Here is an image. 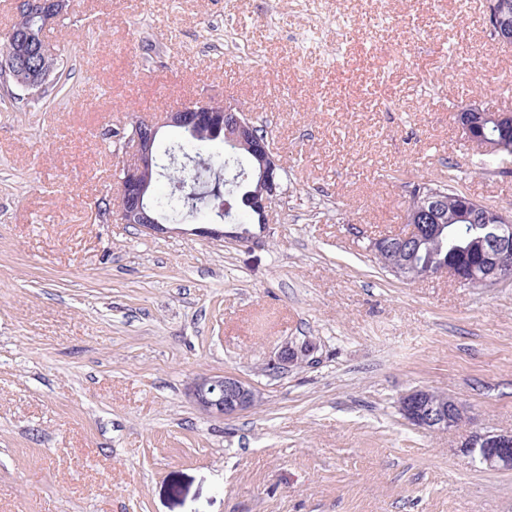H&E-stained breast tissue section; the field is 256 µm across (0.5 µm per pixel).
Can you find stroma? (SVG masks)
I'll return each instance as SVG.
<instances>
[{
	"label": "stroma",
	"instance_id": "stroma-1",
	"mask_svg": "<svg viewBox=\"0 0 512 512\" xmlns=\"http://www.w3.org/2000/svg\"><path fill=\"white\" fill-rule=\"evenodd\" d=\"M487 0H70L65 70L0 90V512H512V471L459 449L512 431V283L404 282L370 250L410 183L455 176L512 210V156L458 108L512 111ZM153 53H146V44ZM207 97L267 129L288 171L263 240L105 221L110 129ZM315 361L281 374L287 343ZM231 374L230 418L188 396ZM467 409L417 429L400 396ZM316 346L309 341L301 344H286L282 346L276 357L269 364V370L276 373H285L293 367L309 362V357L314 353ZM190 395L206 414L231 417L255 407L259 391L249 383L228 374H212L194 380Z\"/></svg>",
	"mask_w": 512,
	"mask_h": 512
}]
</instances>
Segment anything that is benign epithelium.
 Segmentation results:
<instances>
[{
  "mask_svg": "<svg viewBox=\"0 0 512 512\" xmlns=\"http://www.w3.org/2000/svg\"><path fill=\"white\" fill-rule=\"evenodd\" d=\"M29 10L37 20L41 31L67 8L66 0H28ZM3 69L13 73L17 82L31 87L47 78L34 66L18 60L3 63ZM456 123L470 141L480 139L486 151L498 155L506 150L512 139V113L467 105L456 113ZM164 127L193 133L198 128L207 129V137L221 139L237 147H248L259 162L256 183L259 189L248 193L247 203L251 214L261 226L269 223V216L281 202L279 170L281 162L267 138L258 136L247 113L237 106L221 105L210 99H199L187 106L163 113L158 120L138 121L127 138L116 212L124 224H132L142 232L157 235L167 232L163 216L150 205L149 199L154 175L160 160L157 157V139ZM448 205L445 194L429 193L418 201L406 214L404 229L388 237L372 239L374 259L387 264L388 254L395 248L415 255L425 242V235L434 231L437 222ZM112 212L105 213L112 218ZM459 219L469 225L473 249L481 256L482 264L475 272L481 285L497 288L512 281V215L497 208L478 204L467 196L459 209ZM214 227L205 233L216 238L243 243L254 239L246 232L224 231V217L213 220ZM316 346L309 341L287 344L279 350L269 364V370L285 373L309 361ZM190 395L199 410L206 414L231 417L255 407L260 399L259 391L249 383L228 374H212L194 380ZM400 411L415 427L426 430H451L459 419L465 418L464 408L455 400L437 401L433 392L415 388L400 400ZM460 450L476 457L480 465L492 471H512V432H474L460 445Z\"/></svg>",
  "mask_w": 512,
  "mask_h": 512,
  "instance_id": "obj_1",
  "label": "benign epithelium"
}]
</instances>
